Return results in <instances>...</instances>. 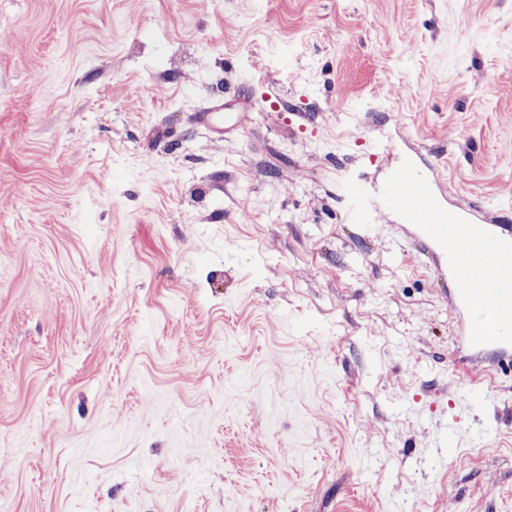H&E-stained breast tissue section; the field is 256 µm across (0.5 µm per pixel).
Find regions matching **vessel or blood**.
<instances>
[{
    "mask_svg": "<svg viewBox=\"0 0 512 512\" xmlns=\"http://www.w3.org/2000/svg\"><path fill=\"white\" fill-rule=\"evenodd\" d=\"M252 106L236 92L233 111L216 100L196 115L211 139L248 129ZM353 222L387 212L405 228L417 252L434 260L441 288L460 322L463 351L512 365V205L485 212L448 208V191L436 163L415 160L388 169L377 183L346 188Z\"/></svg>",
    "mask_w": 512,
    "mask_h": 512,
    "instance_id": "1",
    "label": "vessel or blood"
}]
</instances>
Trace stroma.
Instances as JSON below:
<instances>
[{
	"mask_svg": "<svg viewBox=\"0 0 512 512\" xmlns=\"http://www.w3.org/2000/svg\"><path fill=\"white\" fill-rule=\"evenodd\" d=\"M383 126L512 202V0H0V512H512V368L442 398L433 262L339 198ZM236 104L232 112H224V99L212 101L197 112L196 122L205 128L211 139L223 140L225 135L242 133L249 127L252 106L245 89L236 92Z\"/></svg>",
	"mask_w": 512,
	"mask_h": 512,
	"instance_id": "35a3bbf8",
	"label": "stroma"
}]
</instances>
